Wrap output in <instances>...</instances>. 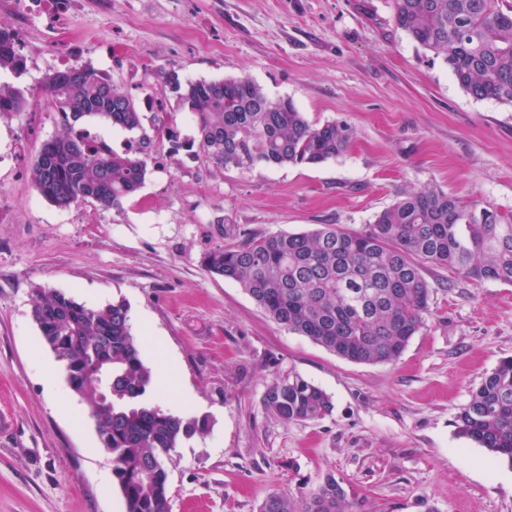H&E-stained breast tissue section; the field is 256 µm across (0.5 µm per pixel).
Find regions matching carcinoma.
Here are the masks:
<instances>
[{"label": "carcinoma", "instance_id": "carcinoma-1", "mask_svg": "<svg viewBox=\"0 0 512 512\" xmlns=\"http://www.w3.org/2000/svg\"><path fill=\"white\" fill-rule=\"evenodd\" d=\"M392 21L424 50L448 64L456 82L478 100L512 104V4L499 0H391ZM23 61L0 29V72L19 74ZM177 105L194 122L199 149L238 169L258 162L319 164L340 157L352 129L314 126L292 100H273L248 78L182 82L162 73ZM46 89L64 132L43 144L32 169L38 192L58 207L94 202L119 209L144 184L147 161L97 152L72 132L95 119L129 131L142 127L137 99L91 66L57 72ZM22 90L0 81V116L20 112ZM426 264L475 281L512 284V216L438 189L404 194L360 231L333 224L300 233L248 236L206 253L204 269L238 283L278 326L352 362L400 357L424 325L430 288ZM34 314L42 344L71 374L68 385L85 404L125 512H171L164 460L205 421L146 401L153 371L142 357L122 301L90 307L64 293L38 289ZM112 369V406L93 382ZM265 410L285 425L329 413L332 402L300 376L277 378ZM457 432L512 464V357L501 360L458 412ZM356 502L332 474L298 494L273 492L258 512H355Z\"/></svg>", "mask_w": 512, "mask_h": 512}]
</instances>
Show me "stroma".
Segmentation results:
<instances>
[{
    "instance_id": "obj_1",
    "label": "stroma",
    "mask_w": 512,
    "mask_h": 512,
    "mask_svg": "<svg viewBox=\"0 0 512 512\" xmlns=\"http://www.w3.org/2000/svg\"><path fill=\"white\" fill-rule=\"evenodd\" d=\"M62 9L83 62L140 102L141 130H95L112 151H143L148 172L118 210L62 209L36 191L31 169L64 129L45 90L58 37L40 13L0 0V27L25 33L22 74L0 80L27 98L24 111L0 116V512H125L112 457L31 317L44 287L89 306L125 302L143 358L172 373L163 408L205 421L166 463L172 512H257L269 493L328 474L357 512H512V464L454 424L471 390L512 357V284L426 267L424 326L396 361L362 364L279 327L239 284L202 267L205 253L231 245L225 226L355 231L410 190L512 213V105L464 92L442 59L394 27L389 0ZM170 69L183 80L250 79L312 125L347 123L350 145L315 165H217L157 81ZM168 127L174 139L160 137ZM288 375L322 388L331 413L288 425L268 415L266 387Z\"/></svg>"
}]
</instances>
